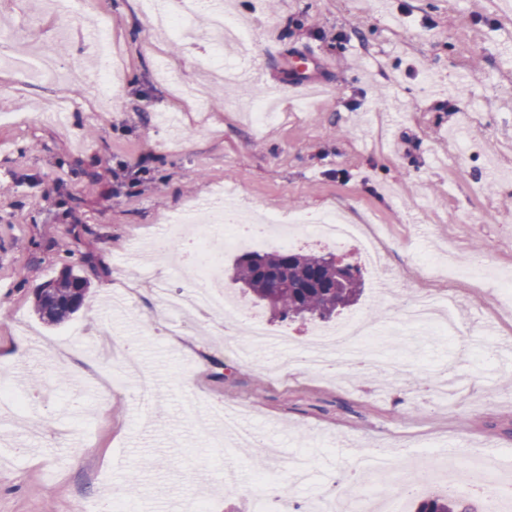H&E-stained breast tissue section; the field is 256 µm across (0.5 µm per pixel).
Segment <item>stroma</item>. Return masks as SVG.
<instances>
[{"instance_id": "35a3bbf8", "label": "stroma", "mask_w": 512, "mask_h": 512, "mask_svg": "<svg viewBox=\"0 0 512 512\" xmlns=\"http://www.w3.org/2000/svg\"><path fill=\"white\" fill-rule=\"evenodd\" d=\"M249 34L250 66L288 82L285 62L307 49L329 62L319 97L284 91L281 118L255 130L244 111L249 84L225 88L204 35L206 13L186 25L196 42L156 31L139 0H75L51 12L44 0H0L14 30L0 54L53 55L62 70L93 69L88 26L112 29L122 78L103 105L72 95L64 122L49 112L62 88L0 70V354L25 396L29 426L0 417V512H81L136 477L138 512H174L207 492L213 512H248L254 474L243 447L212 444L195 426L247 402L266 459L287 467L312 456L316 474L289 485L304 503L324 479H340L366 445L396 455L421 437L494 444L512 453V371L486 362L483 322L512 341L496 278L512 274V18L498 0H228ZM470 84L457 82L459 74ZM110 160L119 181L95 177ZM239 185L259 211L336 210L379 224L383 267L358 266L364 290L344 316L391 337L379 352L404 357L415 377L382 367L330 380L279 374L284 351L250 346L243 321L173 319L153 287H180L181 256L153 263L134 254L158 241L168 218ZM479 251L492 270L459 288L460 317L474 336L460 352L447 335L395 326L399 306L448 291V258ZM240 250L223 251L224 287L244 311L297 339L317 322L274 319L233 279ZM88 283L82 307L59 325L34 311V295L64 269ZM391 293L379 296V280ZM159 389L150 429L134 385L102 395L96 374L121 371L126 354ZM473 382L455 411L437 403L445 366Z\"/></svg>"}]
</instances>
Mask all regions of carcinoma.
<instances>
[{"mask_svg":"<svg viewBox=\"0 0 512 512\" xmlns=\"http://www.w3.org/2000/svg\"><path fill=\"white\" fill-rule=\"evenodd\" d=\"M234 276L282 320L310 315L328 321L354 304L363 287L358 268L340 271L325 256L291 251L244 252L236 261ZM77 279L83 277L56 279L48 297H37L35 310L43 320L60 324L78 311L71 305ZM275 279L288 287H274ZM415 512H476V508L467 498L434 494L421 498Z\"/></svg>","mask_w":512,"mask_h":512,"instance_id":"1","label":"carcinoma"}]
</instances>
